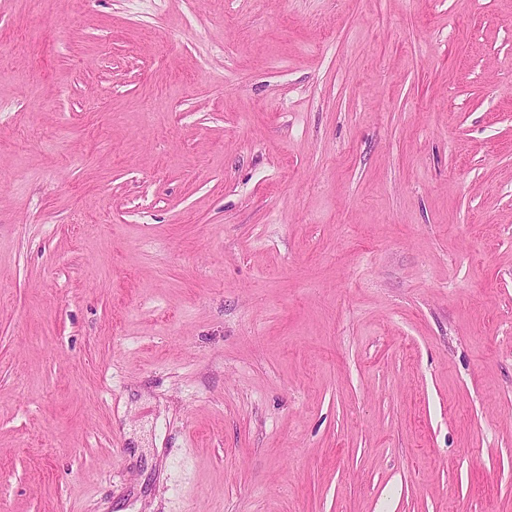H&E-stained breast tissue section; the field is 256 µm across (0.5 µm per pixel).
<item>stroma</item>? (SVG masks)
Returning a JSON list of instances; mask_svg holds the SVG:
<instances>
[{
  "mask_svg": "<svg viewBox=\"0 0 512 512\" xmlns=\"http://www.w3.org/2000/svg\"><path fill=\"white\" fill-rule=\"evenodd\" d=\"M0 512H512V0H0Z\"/></svg>",
  "mask_w": 512,
  "mask_h": 512,
  "instance_id": "1",
  "label": "stroma"
}]
</instances>
